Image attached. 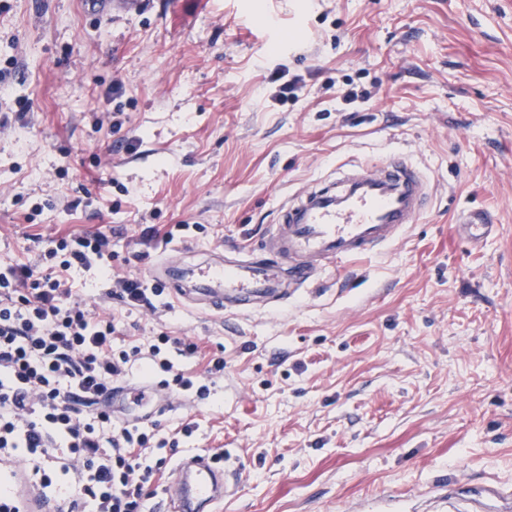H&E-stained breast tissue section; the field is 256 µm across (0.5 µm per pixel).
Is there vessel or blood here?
I'll return each instance as SVG.
<instances>
[{
  "label": "vessel or blood",
  "mask_w": 512,
  "mask_h": 512,
  "mask_svg": "<svg viewBox=\"0 0 512 512\" xmlns=\"http://www.w3.org/2000/svg\"><path fill=\"white\" fill-rule=\"evenodd\" d=\"M342 195L322 190L288 212L257 249L218 255L203 265L172 256L155 263L149 276L167 285L176 300L206 308L245 310L287 299L290 287L309 285L320 267L337 265L390 246L415 221L426 181L404 159L367 162L349 175ZM459 234L477 243L493 231L487 211L461 214ZM0 485L16 496L21 512H42L39 493H25L13 472L0 471ZM239 488L233 461L215 466L208 455L182 458L169 493L168 512H218Z\"/></svg>",
  "instance_id": "obj_1"
}]
</instances>
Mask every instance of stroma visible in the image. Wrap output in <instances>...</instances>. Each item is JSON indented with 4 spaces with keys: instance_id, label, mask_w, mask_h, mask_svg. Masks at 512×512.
I'll return each mask as SVG.
<instances>
[{
    "instance_id": "obj_1",
    "label": "stroma",
    "mask_w": 512,
    "mask_h": 512,
    "mask_svg": "<svg viewBox=\"0 0 512 512\" xmlns=\"http://www.w3.org/2000/svg\"><path fill=\"white\" fill-rule=\"evenodd\" d=\"M300 86L286 93L287 83ZM360 98L344 102L346 90ZM396 154L429 204L393 245L249 311L127 310L117 277L259 246L289 207ZM497 219L473 244L463 210ZM98 230L69 280L173 356L176 456L240 466L223 512H499L512 488V0H0V265ZM173 232L165 241L164 232Z\"/></svg>"
}]
</instances>
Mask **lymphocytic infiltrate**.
Instances as JSON below:
<instances>
[{
  "mask_svg": "<svg viewBox=\"0 0 512 512\" xmlns=\"http://www.w3.org/2000/svg\"><path fill=\"white\" fill-rule=\"evenodd\" d=\"M46 269L0 266V466L25 461L42 497L73 512H144L167 465L155 425L112 411V388L130 384L139 347L115 349L112 316L91 312L73 293L74 267L112 269V243L100 233L51 240ZM114 296L130 310L163 305L160 285L117 281ZM159 334L141 382L156 401L173 393L206 398L209 387L174 368ZM164 379H156V372Z\"/></svg>",
  "mask_w": 512,
  "mask_h": 512,
  "instance_id": "1",
  "label": "lymphocytic infiltrate"
}]
</instances>
